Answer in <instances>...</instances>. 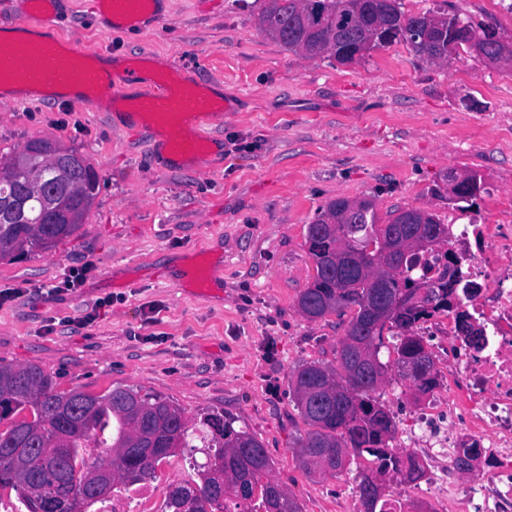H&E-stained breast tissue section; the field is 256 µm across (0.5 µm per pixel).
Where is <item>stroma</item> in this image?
I'll use <instances>...</instances> for the list:
<instances>
[{"label": "stroma", "mask_w": 512, "mask_h": 512, "mask_svg": "<svg viewBox=\"0 0 512 512\" xmlns=\"http://www.w3.org/2000/svg\"><path fill=\"white\" fill-rule=\"evenodd\" d=\"M73 2L63 36L175 65L227 111L208 127L212 147L182 166L149 126L132 133L107 113L37 100L0 109V155L47 140L99 177L73 236L0 260V290L18 291L0 304V361L38 365L62 391L158 394L194 423L225 413L262 443L301 512H345L364 459L319 477L298 458L308 427L289 377L335 363L349 321H311L296 306L313 273L306 228L337 197L371 198L384 220L427 208L445 224L512 225V69L466 51L429 64L403 43L346 65L308 58L261 31L263 0H167L145 33L103 32L90 0ZM400 2L409 14L459 13L512 45L504 0ZM453 169L482 179L471 209L440 194ZM81 266L80 287L48 292ZM376 396L398 422L418 407L394 370Z\"/></svg>", "instance_id": "35a3bbf8"}]
</instances>
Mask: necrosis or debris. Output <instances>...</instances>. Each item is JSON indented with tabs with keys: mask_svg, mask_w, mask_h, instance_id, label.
Here are the masks:
<instances>
[{
	"mask_svg": "<svg viewBox=\"0 0 512 512\" xmlns=\"http://www.w3.org/2000/svg\"><path fill=\"white\" fill-rule=\"evenodd\" d=\"M423 261L449 268L457 306L417 325L435 343L441 384L401 429L398 445L425 470L416 491L428 512H512V225H449L447 244ZM462 311L478 335L460 331ZM472 446L487 465L479 481L461 479L456 467ZM161 496L150 483L122 488L97 512H158Z\"/></svg>",
	"mask_w": 512,
	"mask_h": 512,
	"instance_id": "4bbe7bcc",
	"label": "necrosis or debris"
}]
</instances>
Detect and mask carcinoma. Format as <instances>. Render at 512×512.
<instances>
[{"mask_svg":"<svg viewBox=\"0 0 512 512\" xmlns=\"http://www.w3.org/2000/svg\"><path fill=\"white\" fill-rule=\"evenodd\" d=\"M373 0H264L260 25L268 37L290 52L309 58L327 57L339 64L361 61L377 48L392 45L381 39L374 22L398 30L395 42L408 45L421 60L435 64L448 61V43L468 30L481 36L471 22L457 13L432 11L407 15L399 0L380 4L374 13ZM429 25L433 36L422 41L414 27ZM475 53L491 64L502 61L512 50L499 40H479ZM91 164L73 169L63 179L59 170L38 158L30 176H18L0 188L10 193L13 209L0 222V256L13 257L26 248L49 249L72 236L77 224L40 223L43 204L25 197L20 189L38 178L65 196L69 186L84 183ZM349 199L329 201L307 225V253L321 279H315L297 299L299 311L310 320L332 313L352 311L345 333L336 349L337 366L307 362L290 378L298 410L309 426L299 442V458L310 474L341 473L346 461L325 466L323 457L344 451L345 456L373 457L375 468L361 473L357 485L364 497L370 475L407 470L409 482L424 476L412 457L402 461L390 448L396 424L390 410L374 396L389 370L412 381L415 390L428 393L437 385L434 360L426 350L416 323L452 307L454 289L448 270L435 278L413 273L418 254L448 242V225L435 215L420 225L424 243L406 246L394 255L384 251L380 238L392 233L409 235V224H380L376 211L348 207ZM384 281L387 314L373 319L376 303L370 276ZM396 332L393 364L383 363L379 352L384 332ZM90 397L97 406L77 430H66L55 410L64 401ZM31 412L27 432L13 418ZM0 489L18 493L27 512H37L45 497L65 502L83 491L96 469L110 467L116 478L112 488L143 484L154 477L158 464L168 457L163 451L172 439L190 448L200 439L206 462L198 466V482L181 485L167 496L166 512H225L224 503L236 512H300L298 503L271 476L272 462L261 442L233 427L222 414L200 419L205 435L197 436L196 425L173 402L131 388L116 387L102 395L80 389L60 391L54 376L37 365L0 363Z\"/></svg>","mask_w":512,"mask_h":512,"instance_id":"carcinoma-1","label":"carcinoma"}]
</instances>
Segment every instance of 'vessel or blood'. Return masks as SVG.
<instances>
[{"instance_id": "b4317fda", "label": "vessel or blood", "mask_w": 512, "mask_h": 512, "mask_svg": "<svg viewBox=\"0 0 512 512\" xmlns=\"http://www.w3.org/2000/svg\"><path fill=\"white\" fill-rule=\"evenodd\" d=\"M21 17L12 26L0 25V104L20 97L49 105L61 103L91 112L124 107L129 115L171 129L164 142L168 154L189 160L204 154L212 140L206 127L222 114L224 99L209 84L180 69L144 75L143 88L125 93L137 64L104 71L99 53H87L62 39L58 21L69 0H20ZM160 0H95L102 22L112 30H135L155 17Z\"/></svg>"}]
</instances>
